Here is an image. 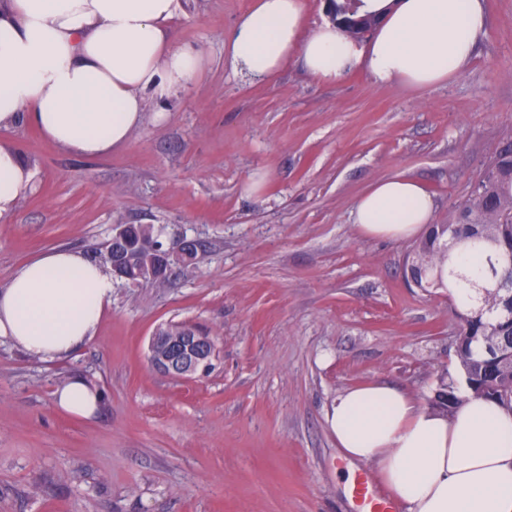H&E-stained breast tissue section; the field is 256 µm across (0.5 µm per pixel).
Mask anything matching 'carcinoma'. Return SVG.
<instances>
[{
  "label": "carcinoma",
  "instance_id": "obj_1",
  "mask_svg": "<svg viewBox=\"0 0 512 512\" xmlns=\"http://www.w3.org/2000/svg\"><path fill=\"white\" fill-rule=\"evenodd\" d=\"M345 31L361 38L375 23L371 15L349 10L348 0L336 4ZM155 226L149 232H135L125 250L137 254L157 238ZM467 242L487 248V271L512 281V267L493 268V258L512 250V154L494 157L482 180L471 191L450 224H433L429 233L413 248L411 266L423 278L421 286L444 287L443 265L448 253ZM455 354L460 380L439 385L433 405L445 407L441 396L450 393L459 401L460 391L497 402L512 411V289L484 288L470 297L457 312Z\"/></svg>",
  "mask_w": 512,
  "mask_h": 512
}]
</instances>
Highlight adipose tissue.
<instances>
[{"instance_id": "ef3b65f1", "label": "adipose tissue", "mask_w": 512, "mask_h": 512, "mask_svg": "<svg viewBox=\"0 0 512 512\" xmlns=\"http://www.w3.org/2000/svg\"><path fill=\"white\" fill-rule=\"evenodd\" d=\"M180 0H0V128L23 121L61 150L98 157L125 147L145 103L185 91L202 50L176 41ZM377 15L370 41L328 20L307 31L303 0H254L224 41L244 76L263 80L297 61L333 82L360 68L378 84L426 89L462 73L486 34L484 0H362ZM24 153L0 145V221L31 192ZM433 196L393 176L358 197L362 235L403 241L430 224ZM115 280L96 259L53 248L0 287V343L43 360L70 355L96 334ZM56 408L88 419L98 392L80 378ZM327 422L341 456L374 466L408 512H512V411L462 394L451 415L377 380L345 389Z\"/></svg>"}]
</instances>
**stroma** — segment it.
Masks as SVG:
<instances>
[{"instance_id": "1", "label": "stroma", "mask_w": 512, "mask_h": 512, "mask_svg": "<svg viewBox=\"0 0 512 512\" xmlns=\"http://www.w3.org/2000/svg\"><path fill=\"white\" fill-rule=\"evenodd\" d=\"M252 0H181L178 40L204 65L147 102L130 143L66 153L34 127L0 130L34 188L0 222V287L44 250L99 255L117 224L202 244L196 270L116 285L95 337L43 361L0 346V512H362L326 413L346 388L384 380L430 402L456 369L457 304L410 286L412 241L363 236V189L403 175L451 221L496 148L512 141V0H485L488 30L466 71L411 90L359 70L333 83L297 63L251 81L224 37ZM267 174L261 194L244 186ZM209 332L211 368L155 371L157 328ZM82 376L103 395L89 420L54 393Z\"/></svg>"}]
</instances>
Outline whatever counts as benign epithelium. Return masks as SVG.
<instances>
[{"mask_svg": "<svg viewBox=\"0 0 512 512\" xmlns=\"http://www.w3.org/2000/svg\"><path fill=\"white\" fill-rule=\"evenodd\" d=\"M132 228L130 224H115L108 242L112 261V276L117 280H132L136 285L155 284L166 281L175 266L187 268L195 265L200 248L199 241L178 237L169 243L153 242L149 245V256L137 260L119 250L118 244ZM214 350L213 340L204 335L186 332L183 336H165L157 330L149 346V362L154 370L167 375L190 379L205 371Z\"/></svg>", "mask_w": 512, "mask_h": 512, "instance_id": "1", "label": "benign epithelium"}]
</instances>
